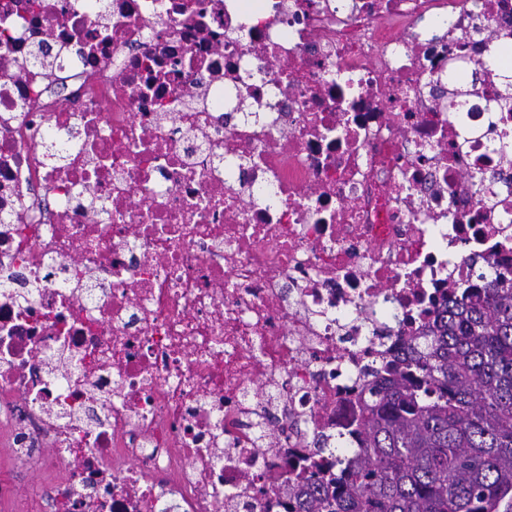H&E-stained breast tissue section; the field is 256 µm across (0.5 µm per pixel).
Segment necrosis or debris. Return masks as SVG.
Listing matches in <instances>:
<instances>
[{
    "mask_svg": "<svg viewBox=\"0 0 512 512\" xmlns=\"http://www.w3.org/2000/svg\"><path fill=\"white\" fill-rule=\"evenodd\" d=\"M508 46L512 0H0V512L31 459L40 512H284L357 448L512 264Z\"/></svg>",
    "mask_w": 512,
    "mask_h": 512,
    "instance_id": "1",
    "label": "necrosis or debris"
}]
</instances>
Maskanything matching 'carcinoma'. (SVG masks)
I'll return each mask as SVG.
<instances>
[{"label":"carcinoma","instance_id":"cac0c4a2","mask_svg":"<svg viewBox=\"0 0 512 512\" xmlns=\"http://www.w3.org/2000/svg\"><path fill=\"white\" fill-rule=\"evenodd\" d=\"M449 295L401 371L362 387L359 448L314 460L285 512L512 507V268Z\"/></svg>","mask_w":512,"mask_h":512}]
</instances>
